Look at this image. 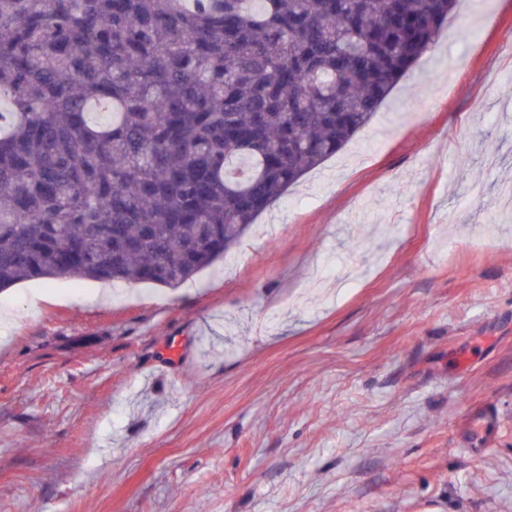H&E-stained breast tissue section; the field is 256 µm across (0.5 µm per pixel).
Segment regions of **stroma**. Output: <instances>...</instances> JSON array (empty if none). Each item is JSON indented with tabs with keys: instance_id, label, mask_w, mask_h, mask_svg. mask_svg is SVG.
Masks as SVG:
<instances>
[{
	"instance_id": "35a3bbf8",
	"label": "stroma",
	"mask_w": 512,
	"mask_h": 512,
	"mask_svg": "<svg viewBox=\"0 0 512 512\" xmlns=\"http://www.w3.org/2000/svg\"><path fill=\"white\" fill-rule=\"evenodd\" d=\"M508 183L512 0H460L233 269L0 292V512H512Z\"/></svg>"
}]
</instances>
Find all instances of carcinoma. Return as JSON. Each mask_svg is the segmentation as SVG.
Returning a JSON list of instances; mask_svg holds the SVG:
<instances>
[{
    "instance_id": "cac0c4a2",
    "label": "carcinoma",
    "mask_w": 512,
    "mask_h": 512,
    "mask_svg": "<svg viewBox=\"0 0 512 512\" xmlns=\"http://www.w3.org/2000/svg\"><path fill=\"white\" fill-rule=\"evenodd\" d=\"M456 0H0V292L177 288L335 155Z\"/></svg>"
}]
</instances>
